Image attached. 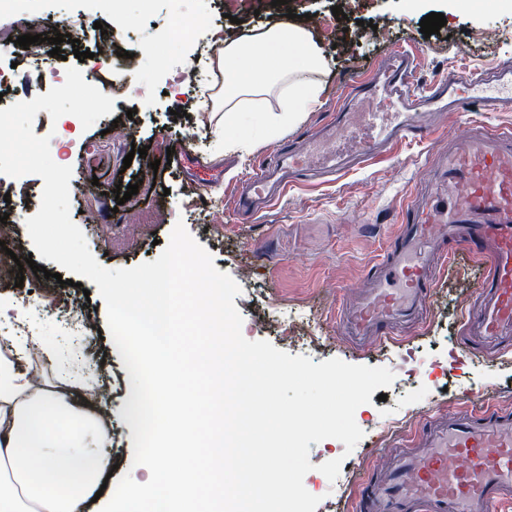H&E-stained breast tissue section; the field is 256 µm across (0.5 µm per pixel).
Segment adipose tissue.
<instances>
[{
	"label": "adipose tissue",
	"instance_id": "adipose-tissue-1",
	"mask_svg": "<svg viewBox=\"0 0 512 512\" xmlns=\"http://www.w3.org/2000/svg\"><path fill=\"white\" fill-rule=\"evenodd\" d=\"M324 57L307 28L287 21L259 33L225 41L212 65L224 81L211 95L214 111L232 124L244 113L258 111L264 95L282 85L272 127L300 119L317 102L319 90L306 80L320 69ZM207 299L211 314L201 321L208 351H187L194 373L174 370L154 391L157 412L153 445L148 450L150 477L120 487L107 497L104 512H142L153 501L159 512H196L200 497L213 500L211 512H223L225 500L246 512H284L292 493L287 471L274 455H259V424L277 428L285 420L274 407V375L252 356L224 350V315L220 296L202 269L193 285L177 291L167 270H157L151 288L123 299L120 320L129 312L143 316L156 340L169 337L178 317L187 316L196 299ZM37 335L15 339L10 351L0 350V512H85L111 468L104 449L111 431L98 407L78 403L87 393L84 381L66 370L54 380L35 382L21 351ZM234 386L224 387L225 371ZM205 376V397L191 389L193 375ZM187 458L179 475L169 470L170 458Z\"/></svg>",
	"mask_w": 512,
	"mask_h": 512
}]
</instances>
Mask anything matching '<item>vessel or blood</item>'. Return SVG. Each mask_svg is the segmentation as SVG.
<instances>
[{
  "instance_id": "vessel-or-blood-1",
  "label": "vessel or blood",
  "mask_w": 512,
  "mask_h": 512,
  "mask_svg": "<svg viewBox=\"0 0 512 512\" xmlns=\"http://www.w3.org/2000/svg\"><path fill=\"white\" fill-rule=\"evenodd\" d=\"M415 54L397 50L345 90V99L371 111L337 112L326 145H281L258 166L232 211L271 206L315 173L343 174L342 164L384 156L395 146L429 137L423 108L450 112L455 134L428 166L429 189L408 197L398 233L372 267L368 285L341 324L354 343L396 336L400 323L422 312L437 265L459 254L479 259V285L465 314L462 343L498 353L512 350V128L467 122L470 111L499 112L507 100L478 94L479 86L512 82V67L493 76L448 75L422 84ZM410 452L386 470L367 471L357 484L355 512H495L512 505V410L490 404L480 411L435 413L411 436Z\"/></svg>"
}]
</instances>
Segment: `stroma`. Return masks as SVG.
I'll return each mask as SVG.
<instances>
[{"instance_id": "obj_1", "label": "stroma", "mask_w": 512, "mask_h": 512, "mask_svg": "<svg viewBox=\"0 0 512 512\" xmlns=\"http://www.w3.org/2000/svg\"><path fill=\"white\" fill-rule=\"evenodd\" d=\"M341 7L345 18L336 20L332 9ZM129 21L128 38L119 40L128 52L154 46V54L142 58L135 73V92L116 98L112 114L90 128L72 119L52 122L37 115L35 135L50 139V153L60 165L72 167L70 217L82 230L99 263L109 269L130 268L158 257L176 223L212 255L215 267L228 273L240 286L234 304L242 318V334L251 341L265 340L291 355H304L320 363L331 358L349 364L382 366L395 374L383 401L360 406L355 421L364 436L353 451L338 440L311 444L313 471L304 477L305 488L319 496L315 512H351L354 476L365 468L386 467L425 414L443 409H477L490 402L512 408V353L501 358H475L459 343L465 309L477 286L480 264L463 257L437 276L433 299L425 319L397 340L365 352L350 349L338 329L337 313L358 288L399 227L401 207L408 192L424 191L420 179L436 150L443 147L452 122L441 112L428 113L436 127L433 139L408 143L389 152L383 163L365 166L317 189L296 188L270 209L250 219L223 212L236 181L251 176L260 157L294 140L317 136L333 109L343 86L353 77L377 65L388 49L402 46L419 56L417 78L430 83L448 74L460 77L477 68L512 65V5L489 9L481 0L459 8L455 0H294L291 9L303 16L304 25L321 47L327 67L312 74L321 88L318 103L303 113L299 122L283 125L276 136L256 120L242 119L226 127L206 111L202 82L193 62L205 54L211 34L197 27L200 12L214 18L231 15L224 35L235 38L280 20L279 10L264 4L253 10L242 0H156L150 16H142L140 0H123ZM444 14L439 33L423 36L419 23L430 13ZM177 17L182 30L175 40L156 43L158 25ZM109 24L111 14L91 0H40L36 18L0 17V27L14 35L66 31L80 25L79 46L63 42L67 59L51 56V44L22 48L15 43L0 46V106L25 98L24 75L40 74L38 93L54 88L55 75L79 66L95 73L99 82L116 76L114 60L97 56L101 32L94 22ZM333 34H326L325 24ZM93 50L78 60L70 53ZM195 140L186 155L168 161L167 150ZM147 150L146 158L130 157L132 147ZM131 166H124V158ZM158 161L155 176L144 177V160ZM134 184L138 192L117 205L116 184ZM43 180L36 175L12 178L0 174V216L13 224L12 235L0 249V263L28 258L34 247L26 221L40 206ZM44 273L24 268L22 286L0 287V337L36 331L45 341L59 344L77 341L91 358L85 367L99 384L109 388L104 400L105 418L112 426L113 486L143 479L146 467L133 463L132 429L122 412L128 402L126 368L112 338H100L106 328L104 301L98 287L83 281L67 287L65 297L81 303L85 327L71 324L62 311L55 279L61 267L38 258ZM311 313L310 327L301 329L294 342L282 341L276 328L282 312ZM26 325H19L18 315ZM415 357L417 372L408 375L407 357ZM341 459L347 475L343 484L331 483L319 464Z\"/></svg>"}]
</instances>
